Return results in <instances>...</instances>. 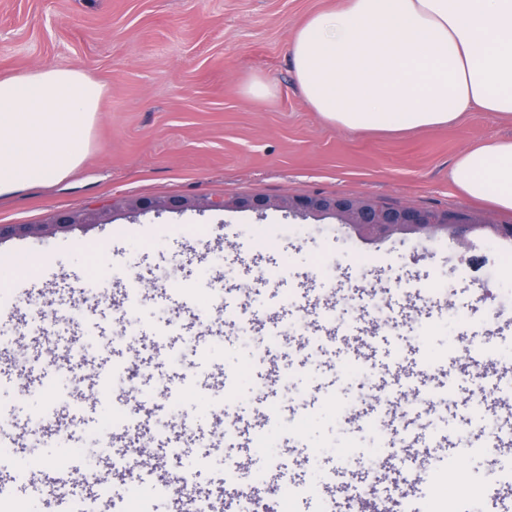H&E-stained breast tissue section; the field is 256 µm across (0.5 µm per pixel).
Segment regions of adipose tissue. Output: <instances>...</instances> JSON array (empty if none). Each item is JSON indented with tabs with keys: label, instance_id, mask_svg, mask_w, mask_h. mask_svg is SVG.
<instances>
[{
	"label": "adipose tissue",
	"instance_id": "obj_1",
	"mask_svg": "<svg viewBox=\"0 0 512 512\" xmlns=\"http://www.w3.org/2000/svg\"><path fill=\"white\" fill-rule=\"evenodd\" d=\"M292 62L309 107L339 128L412 133L473 112L512 120V0H342L297 29ZM103 92L72 69L0 77V199L80 168ZM451 180L512 211V139L462 150Z\"/></svg>",
	"mask_w": 512,
	"mask_h": 512
}]
</instances>
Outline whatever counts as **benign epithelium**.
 <instances>
[{"label":"benign epithelium","instance_id":"obj_1","mask_svg":"<svg viewBox=\"0 0 512 512\" xmlns=\"http://www.w3.org/2000/svg\"><path fill=\"white\" fill-rule=\"evenodd\" d=\"M210 209L224 211L253 210L262 212L271 208H282L295 217L336 218L338 223L354 227L360 234L371 237H389L402 233H418L427 236L451 233L462 236L477 225L486 226L501 237L512 239V224H496L485 218H477L462 211L432 212L409 205L385 206L366 197L334 196H287L279 201L253 196L231 199H203L189 202L183 198L167 201L139 199L130 203V209L144 212L151 209L179 210ZM100 221L95 212L73 214L60 212L50 224H0L3 236L52 233L68 230L76 224H91Z\"/></svg>","mask_w":512,"mask_h":512}]
</instances>
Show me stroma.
<instances>
[{
    "instance_id": "obj_1",
    "label": "stroma",
    "mask_w": 512,
    "mask_h": 512,
    "mask_svg": "<svg viewBox=\"0 0 512 512\" xmlns=\"http://www.w3.org/2000/svg\"><path fill=\"white\" fill-rule=\"evenodd\" d=\"M340 0H0V77L67 68L104 93L83 167L68 181L0 199V224L66 210L101 222L0 240V484L34 512H126L128 491L174 508L157 485L186 480L214 512L222 491L316 487L358 512L376 487L393 512H512V448H490L474 408L505 394L512 276L490 257L512 240L395 235L366 240L335 219L269 209L137 213L147 197L364 196L428 210L473 203L449 174L466 147L512 139V121L474 112L419 133H367L324 120L292 66L306 17ZM272 93L249 94L253 80ZM477 265L486 288L475 292ZM488 340L478 364L451 340ZM142 359L141 438L90 464L88 448L126 396L112 369ZM480 374L482 390L471 384ZM271 434L273 452L254 447ZM146 446L149 466L128 449Z\"/></svg>"
}]
</instances>
